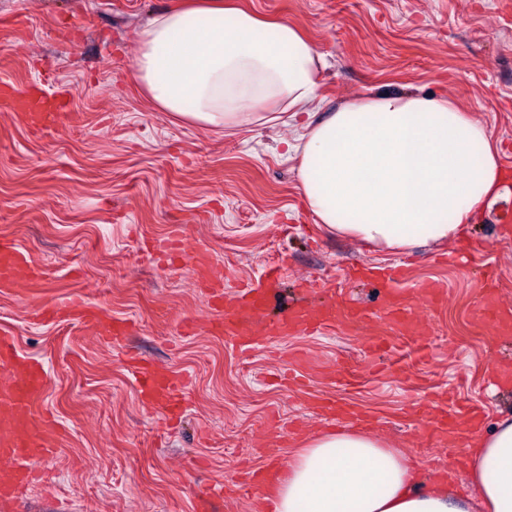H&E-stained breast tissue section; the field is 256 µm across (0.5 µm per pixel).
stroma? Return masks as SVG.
<instances>
[{"label": "stroma", "mask_w": 512, "mask_h": 512, "mask_svg": "<svg viewBox=\"0 0 512 512\" xmlns=\"http://www.w3.org/2000/svg\"><path fill=\"white\" fill-rule=\"evenodd\" d=\"M178 2L0 0V76L42 80L69 99L41 135L0 110V237L42 266L41 300L79 296L132 326L117 346L78 323H32L26 299L0 293V334L44 364L45 405L63 435L8 512H264L242 475L270 454L286 466L339 428L316 396L354 407L363 419L351 430L389 440L435 480L464 442L430 435L431 416L477 407L485 434L512 413V382L501 378L512 337L470 317L485 301L476 267L489 250L499 300L512 305V236L500 220L512 192L459 242L407 253L330 234L280 155L289 126L227 134L176 120L141 93L137 34ZM240 2L298 26L325 57L318 117L384 90L444 95L486 124L512 179V0ZM176 230L185 250L209 255L228 302L271 264L292 303L312 280L377 309L386 289L346 279L356 264L404 265L443 284L447 302L426 307L409 335L339 324L242 351L211 331L207 289L170 250ZM131 352L185 383L180 419L139 396ZM339 365L348 378L333 377ZM217 484L235 491L210 495Z\"/></svg>", "instance_id": "1"}]
</instances>
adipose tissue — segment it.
Returning a JSON list of instances; mask_svg holds the SVG:
<instances>
[{"mask_svg":"<svg viewBox=\"0 0 512 512\" xmlns=\"http://www.w3.org/2000/svg\"><path fill=\"white\" fill-rule=\"evenodd\" d=\"M148 100L199 126L237 132L281 121L316 223L380 248L445 243L506 190L486 127L448 98L382 94L316 119L326 63L301 29L238 5L188 0L155 15L134 48ZM487 512H512V415L460 457ZM268 512H470L444 483L421 485L386 439L317 437L286 467Z\"/></svg>","mask_w":512,"mask_h":512,"instance_id":"1","label":"adipose tissue"}]
</instances>
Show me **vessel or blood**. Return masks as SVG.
I'll use <instances>...</instances> for the list:
<instances>
[{
    "mask_svg": "<svg viewBox=\"0 0 512 512\" xmlns=\"http://www.w3.org/2000/svg\"><path fill=\"white\" fill-rule=\"evenodd\" d=\"M65 107L61 97L42 85L30 83L20 89L13 82L0 79V108L18 113L34 130L53 126ZM43 276L42 268L27 250L0 239V288L26 293L37 287ZM403 279L399 271L385 279L390 298L385 307L373 312L359 309L343 297L319 309L297 304L265 323L261 320L262 311L280 283L277 269L272 268L239 292L234 317L218 322L216 329L223 333L225 342L249 350L275 337L317 332L339 321L357 325L376 318L393 327L415 326L420 321L422 305L445 302L446 293L433 284L422 283L408 298L398 291ZM28 314L36 322L78 321L115 344L124 341L130 328L128 322L104 318L98 307L78 296L61 303L31 306ZM131 376L141 395L170 409L183 410V384L177 378L143 360L134 361ZM45 387L43 365L19 355L11 337L0 336L1 502L14 499L17 491L32 481L35 467L59 445V427L45 407Z\"/></svg>",
    "mask_w": 512,
    "mask_h": 512,
    "instance_id": "b4317fda",
    "label": "vessel or blood"
}]
</instances>
